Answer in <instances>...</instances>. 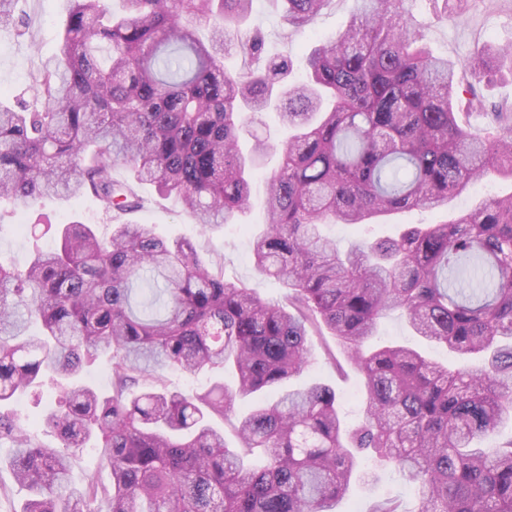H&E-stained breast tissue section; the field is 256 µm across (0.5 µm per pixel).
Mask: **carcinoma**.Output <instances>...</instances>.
Returning a JSON list of instances; mask_svg holds the SVG:
<instances>
[{"label":"carcinoma","mask_w":512,"mask_h":512,"mask_svg":"<svg viewBox=\"0 0 512 512\" xmlns=\"http://www.w3.org/2000/svg\"><path fill=\"white\" fill-rule=\"evenodd\" d=\"M111 2L71 0L35 104L0 103L1 201L24 212L42 197L90 194L119 220L108 238L77 220L49 224L54 248L35 246L21 270L0 263V403L59 388L45 425L60 448L0 414L13 477L32 494L18 512H333L351 481L374 480L363 452L396 467L418 512H512V438L483 448L512 424V193L346 251L321 233L327 221L439 211L484 178L512 180V108L479 132L456 112L512 73V46L455 65L414 23L416 0H359L344 31L306 55V80L288 86V56L266 58L259 74L224 67L232 54H264L261 38L232 34L254 0H122L120 13ZM279 2L302 32L329 0ZM16 3L0 0V30ZM273 104L293 134L264 182L252 255L288 288L280 302L225 279L194 242L120 221L143 208L137 184L149 183L205 227L233 223L271 149H244L243 130ZM119 164L131 181L114 178ZM392 309L477 363L450 369L405 345L367 348ZM34 319L41 331L29 336ZM323 328L364 377L354 429L332 387L281 390L309 367L308 336ZM101 354L107 395L82 380ZM165 368L190 378L229 369L237 385L172 393ZM264 392L277 398L248 406L229 445L214 419ZM93 440L112 481L89 469L73 487L72 459ZM366 512L403 510L375 498Z\"/></svg>","instance_id":"cac0c4a2"}]
</instances>
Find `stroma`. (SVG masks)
Returning a JSON list of instances; mask_svg holds the SVG:
<instances>
[{"instance_id":"35a3bbf8","label":"stroma","mask_w":512,"mask_h":512,"mask_svg":"<svg viewBox=\"0 0 512 512\" xmlns=\"http://www.w3.org/2000/svg\"><path fill=\"white\" fill-rule=\"evenodd\" d=\"M355 8V0H330L316 17L311 28L302 33L284 30L280 9L274 0H254V10L246 23L248 30L264 35L266 49L272 54L290 56L294 62L292 80L304 75L302 57L307 45L336 37L342 32ZM69 0H18L17 24L0 31V99L12 103L33 96V78L37 68L51 57L57 39L67 20ZM414 21L425 30L433 52L451 61H457L480 52L486 42L512 45V0H468L464 13L453 20L436 19L429 0H417ZM139 193L147 201L144 210L129 214L132 223L151 224L166 240L180 238L195 240L203 259L222 261L227 280L256 285L262 298L278 301L286 289L282 283L258 274L251 258V239L265 224V210L261 196H254L238 223L206 229L194 216L172 198L158 197L153 187H140ZM512 193V182L497 177L476 182L450 202L447 212L406 211L394 215L388 223L369 229L327 224L325 235L335 239L338 247L347 248L364 235L387 236L407 224H434L445 220L447 213L467 210L491 195ZM47 224H65L78 219L95 225L100 235H110L113 219L90 195L61 201L46 199L35 205L33 211L11 212L9 204H0V261L18 267L29 259L33 240L29 227L35 219ZM379 339L394 340L424 352L442 362H457V355L446 348L427 343L415 336L405 317L398 310L384 312L379 320ZM311 366L300 376L289 380L288 387L297 390L318 381L335 389L340 409L348 423H358L363 416V380L355 368H348L346 376H339L334 364L323 351V341L313 338ZM57 393L44 388L41 393L27 392L5 405L4 410L19 418L23 428L35 429L40 440L48 446H60L61 441L50 428L43 425L46 413L55 405ZM377 480L370 484L353 482L348 494L337 503L336 512H365L369 501L376 497L400 500L405 512H418L419 503L405 486L393 467L376 468Z\"/></svg>"}]
</instances>
